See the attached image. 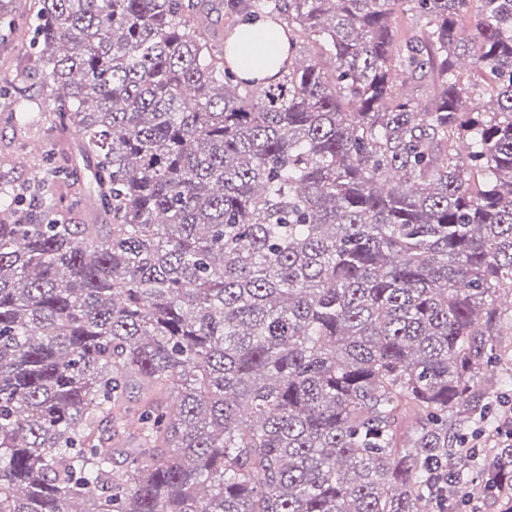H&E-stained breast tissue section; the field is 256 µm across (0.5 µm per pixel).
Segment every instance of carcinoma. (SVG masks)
I'll use <instances>...</instances> for the list:
<instances>
[{
    "instance_id": "obj_1",
    "label": "carcinoma",
    "mask_w": 512,
    "mask_h": 512,
    "mask_svg": "<svg viewBox=\"0 0 512 512\" xmlns=\"http://www.w3.org/2000/svg\"><path fill=\"white\" fill-rule=\"evenodd\" d=\"M13 2L50 107L0 182V512L470 499L509 418L512 0ZM249 17L288 44L262 79Z\"/></svg>"
}]
</instances>
